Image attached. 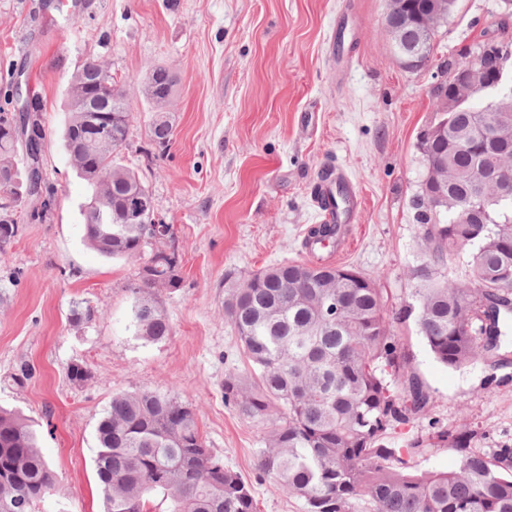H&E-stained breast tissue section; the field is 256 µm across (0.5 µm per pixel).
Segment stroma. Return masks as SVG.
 <instances>
[{"label":"stroma","instance_id":"35a3bbf8","mask_svg":"<svg viewBox=\"0 0 512 512\" xmlns=\"http://www.w3.org/2000/svg\"><path fill=\"white\" fill-rule=\"evenodd\" d=\"M63 37L49 20L58 0H0V110L11 111L12 74L23 68L50 135L41 168L55 202L22 230L0 259V406L41 426L39 447L57 474L36 512H103L95 473V429L118 393L152 389L191 404L207 448L252 485L258 512H305L256 468L263 428L224 404V373L248 365L224 321V275L308 259L303 242L319 216L311 192L322 170L346 172L363 198L345 247L321 250L334 264L376 277L384 314L430 411L393 433L475 431L474 448L512 445V366L485 359L439 363L414 319L393 316L412 301L410 270L421 230L407 197L419 170L418 130L433 115L437 59L460 54L500 22L502 0H457L435 62L409 71L384 28L386 0H75ZM102 61L130 94L121 161L151 191L182 254L181 288L157 294L174 333L135 336L128 284L139 261L109 259L85 241L89 188L58 134L74 72ZM175 77L166 105L168 148L147 158L154 106L143 94L152 69ZM98 315L76 326L72 309ZM91 377L71 384L72 362ZM34 369L13 380L21 364ZM499 386L487 387L489 375Z\"/></svg>","mask_w":512,"mask_h":512}]
</instances>
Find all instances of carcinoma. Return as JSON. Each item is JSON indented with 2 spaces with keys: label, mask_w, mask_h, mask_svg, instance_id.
<instances>
[{
  "label": "carcinoma",
  "mask_w": 512,
  "mask_h": 512,
  "mask_svg": "<svg viewBox=\"0 0 512 512\" xmlns=\"http://www.w3.org/2000/svg\"><path fill=\"white\" fill-rule=\"evenodd\" d=\"M430 0H408V48L425 60L438 32L420 30ZM175 79L155 68L143 91L155 106L150 142L168 147L171 125L164 105ZM504 97L475 92L443 112L444 133L429 158L445 167V183L432 191L448 198L440 213L420 223L423 258L410 270L420 336L441 364L460 368L477 357L496 356L512 333V195L485 188L484 177L504 160L500 146L475 153L470 146L495 132L512 130ZM98 114L107 133L93 138L88 122ZM128 93L97 60L71 78L61 139L77 174L92 189L83 210L88 244L112 259L140 261L127 291L134 333L148 341L173 334L157 306L160 290L182 287V255L172 248V225L147 210L129 223L136 198L153 200L139 175L119 162L129 136ZM47 137L43 113L33 103L0 112V254L18 236L24 199L39 168ZM24 169L14 162L18 147ZM342 224H315L306 245L335 242ZM470 249L467 278L450 282L437 267L448 254ZM376 279L322 259L289 261L252 273L224 276V321L233 329L250 369L224 373V404L265 426L257 467L275 484L304 501L305 512H352L358 500L368 512H512V447L489 453L471 447L468 427L415 437L403 446L393 431L431 405V395L410 370L397 336L383 315ZM89 305L72 310L79 326L93 321ZM68 378H90L75 362ZM96 474L105 512H257L251 486L206 448L194 408L155 390L116 394L96 426ZM30 422L0 408V512H35L55 489L57 476L38 449ZM451 444L458 453L452 472H416L415 458Z\"/></svg>",
  "instance_id": "1"
}]
</instances>
